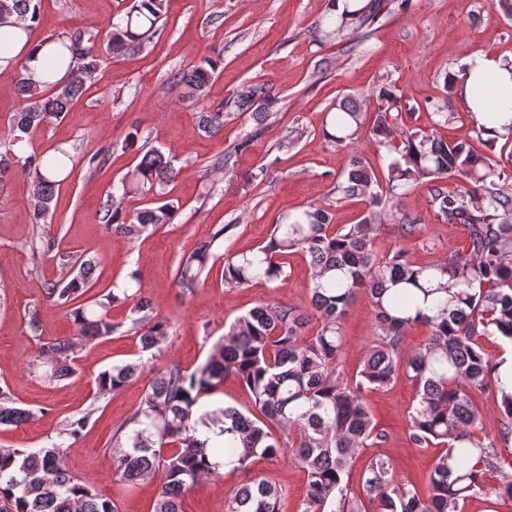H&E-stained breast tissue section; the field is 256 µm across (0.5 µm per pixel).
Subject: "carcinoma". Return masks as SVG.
Listing matches in <instances>:
<instances>
[{"mask_svg":"<svg viewBox=\"0 0 512 512\" xmlns=\"http://www.w3.org/2000/svg\"><path fill=\"white\" fill-rule=\"evenodd\" d=\"M40 0H0V26L12 16L38 22ZM316 21V28L340 30L346 23L358 27L375 23L385 0H367L336 15V0ZM164 0H134L123 21L110 25L107 48L121 53L126 46L157 32ZM56 67L75 63L74 76L64 84L36 83L20 75L18 92L24 107L13 113L0 133V176L15 164L14 145L30 139L43 126L62 119L83 95L86 80L101 65L97 35L82 30L50 35ZM218 68L205 56L189 68L171 73L180 96H205ZM444 97L436 105L432 128L406 126L403 115L412 111L396 88L375 90L377 107L372 132L391 156L387 173L374 170L362 157L349 159L347 176L337 182L344 199L366 205L356 224H336L332 206L311 203L282 214L261 245L224 255V287L270 285L285 278L289 256L308 258L311 288L304 307L266 303L235 319L214 345L206 361L189 371L177 363L158 369L134 415L119 426L113 438L115 475L132 489L148 479H160L154 512H182L184 493L220 470L243 469L255 457L274 459L291 453L306 473L307 493L302 512H362L363 500L376 512H463L473 498L512 501V454L498 444L512 439V392L501 385L499 366L481 339L495 337L512 343V187L499 162L479 153L466 141H448L439 128L451 118L457 96L455 76L448 75ZM281 98L267 83L251 82L225 100L215 112H202L199 127L210 135L224 132L227 120L249 113L254 129L233 146L237 151L264 134L277 117ZM362 125V112L348 97L326 113L323 134L349 147ZM231 150V151H233ZM227 150L215 166L229 167ZM71 155L33 153L24 158L22 172L29 181L33 216L47 221L64 182L61 178ZM180 170L171 155L152 147L145 151L132 184L121 195L111 194L101 210L106 229L136 239L172 223L179 205L168 197ZM462 179L457 190L447 180ZM428 185L429 203L444 224H460L468 232L465 253L443 261L415 264L398 248L381 253L375 246L381 224L377 207L398 201L419 184ZM152 194L146 207L132 208L135 193ZM232 225L197 240L180 257L176 284L193 293L203 286L219 256L218 241ZM400 237L417 239L421 225L409 214L399 218ZM96 261L81 262L74 276L50 284L48 297L71 308L77 327L73 336L43 343L39 366L53 383L77 374L74 362L85 343L114 334L134 335L140 352L158 350L170 336L171 319L160 316L151 300L121 289L102 299L74 305L92 288ZM366 295L374 309L377 340L366 350L355 374L342 368L343 324L358 295ZM132 302L130 325L114 323L105 313L114 301ZM317 328L307 329L312 322ZM422 325L424 340L405 344L407 331ZM145 364L114 365L97 378L101 392H116L141 374ZM415 386L409 407V440L418 448L438 449L424 489L394 478L392 464L375 457L361 477L364 497L352 495L349 468L361 448L378 447L387 440L378 428L365 392L390 387L399 374ZM233 375L244 387L249 407L206 404L224 377ZM489 390L500 412L498 434L482 437V414L473 394ZM33 413L14 406L0 390V425L19 426ZM218 428L217 442L202 429ZM130 433H125V430ZM479 457H474V449ZM497 483L489 485L488 477ZM281 491L266 480L237 488L226 512H280ZM0 512H117L114 501L99 496L64 466L62 445L35 450L0 448Z\"/></svg>","mask_w":512,"mask_h":512,"instance_id":"carcinoma-1","label":"carcinoma"}]
</instances>
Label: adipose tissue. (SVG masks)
<instances>
[{
    "label": "adipose tissue",
    "instance_id": "adipose-tissue-1",
    "mask_svg": "<svg viewBox=\"0 0 512 512\" xmlns=\"http://www.w3.org/2000/svg\"><path fill=\"white\" fill-rule=\"evenodd\" d=\"M23 21L0 27V33L11 36L8 52H0V69L9 67L12 59L23 60L34 81H45L47 75L64 80L66 69L49 72L50 47L27 40L22 32ZM458 82L464 87L463 102L477 124L492 134L503 133L505 124L512 123V65L495 51L482 49L470 54Z\"/></svg>",
    "mask_w": 512,
    "mask_h": 512
}]
</instances>
